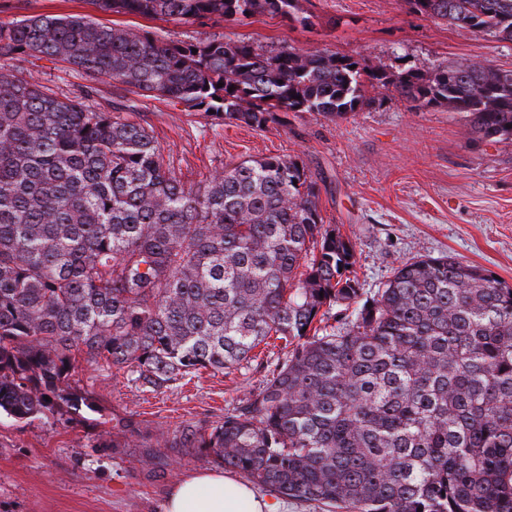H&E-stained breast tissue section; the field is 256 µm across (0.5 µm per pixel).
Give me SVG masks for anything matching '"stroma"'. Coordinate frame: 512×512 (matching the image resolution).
I'll return each instance as SVG.
<instances>
[{"label":"stroma","mask_w":512,"mask_h":512,"mask_svg":"<svg viewBox=\"0 0 512 512\" xmlns=\"http://www.w3.org/2000/svg\"><path fill=\"white\" fill-rule=\"evenodd\" d=\"M300 7L311 12L310 27L268 16L199 27L105 13L93 0H24L23 10L0 8V22L22 13L77 14L166 40L224 35L268 49L338 51L394 73L460 62L512 70L511 42L410 14L403 0H301ZM11 70L34 75L61 95L88 83L67 64L44 58L21 57ZM121 97L132 103L124 118L152 129L184 182L201 183L231 161L303 160L318 183L324 222L355 245L364 288L382 287L411 257L441 253L512 284V140L472 135L448 106L421 107L382 90L369 108L345 120L292 112L287 124L254 129L219 125L204 113L109 84L101 85L95 103L103 108ZM264 375L203 370L153 392L115 369L84 366L80 385L95 408L84 411L81 423L0 416V512H163L173 484L213 462L181 448L153 447L156 435L222 418ZM129 416L140 424L142 447H113V426Z\"/></svg>","instance_id":"obj_1"}]
</instances>
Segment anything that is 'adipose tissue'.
<instances>
[{
	"label": "adipose tissue",
	"instance_id": "obj_1",
	"mask_svg": "<svg viewBox=\"0 0 512 512\" xmlns=\"http://www.w3.org/2000/svg\"><path fill=\"white\" fill-rule=\"evenodd\" d=\"M164 512H283V507L271 497L256 494L248 483L203 470L171 488Z\"/></svg>",
	"mask_w": 512,
	"mask_h": 512
}]
</instances>
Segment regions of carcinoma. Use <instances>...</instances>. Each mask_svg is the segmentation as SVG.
Returning a JSON list of instances; mask_svg holds the SVG:
<instances>
[{"label": "carcinoma", "instance_id": "1", "mask_svg": "<svg viewBox=\"0 0 512 512\" xmlns=\"http://www.w3.org/2000/svg\"><path fill=\"white\" fill-rule=\"evenodd\" d=\"M403 2L512 41V0ZM96 3L185 24L311 25L299 0ZM20 56L91 85L60 98L10 72ZM98 82L258 129L290 112L346 119L391 87L497 142L512 140V70L388 73L339 52L164 41L81 15L0 24V413L77 421L84 363L157 392L257 362L265 380L224 418L156 447L192 448L323 512H512V285L420 255L369 294L303 161L243 160L188 184L152 130L93 105ZM278 341L284 361H260Z\"/></svg>", "mask_w": 512, "mask_h": 512}]
</instances>
